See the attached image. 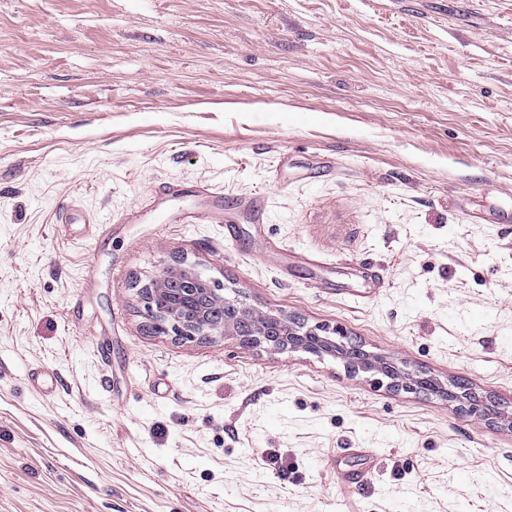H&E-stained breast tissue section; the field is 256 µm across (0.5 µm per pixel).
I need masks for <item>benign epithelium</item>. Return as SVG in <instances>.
<instances>
[{"instance_id":"benign-epithelium-1","label":"benign epithelium","mask_w":512,"mask_h":512,"mask_svg":"<svg viewBox=\"0 0 512 512\" xmlns=\"http://www.w3.org/2000/svg\"><path fill=\"white\" fill-rule=\"evenodd\" d=\"M140 299L152 319L153 331L158 334L172 333L189 341L211 336H236L245 347L266 344L277 351L291 349L338 354L354 368L375 370L391 381L400 377L399 370L388 362L372 359L313 330L303 331L290 325L282 316L247 310L237 299L218 293L196 273L161 271L140 288ZM408 384L465 399L473 414H485L479 400L464 391L454 394L430 376H410Z\"/></svg>"}]
</instances>
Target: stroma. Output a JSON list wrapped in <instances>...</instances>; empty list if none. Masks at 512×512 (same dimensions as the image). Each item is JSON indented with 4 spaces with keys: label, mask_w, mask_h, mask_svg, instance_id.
<instances>
[{
    "label": "stroma",
    "mask_w": 512,
    "mask_h": 512,
    "mask_svg": "<svg viewBox=\"0 0 512 512\" xmlns=\"http://www.w3.org/2000/svg\"><path fill=\"white\" fill-rule=\"evenodd\" d=\"M492 210L512 0H0V512H512L504 422L137 297L191 270L512 412Z\"/></svg>",
    "instance_id": "stroma-1"
}]
</instances>
